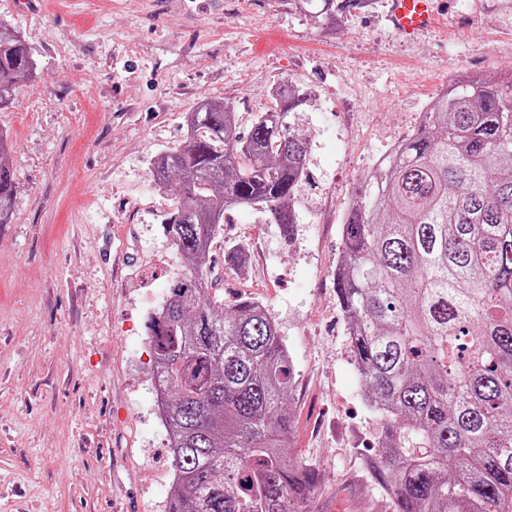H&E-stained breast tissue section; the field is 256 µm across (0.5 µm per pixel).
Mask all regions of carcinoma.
I'll use <instances>...</instances> for the list:
<instances>
[{
    "mask_svg": "<svg viewBox=\"0 0 512 512\" xmlns=\"http://www.w3.org/2000/svg\"><path fill=\"white\" fill-rule=\"evenodd\" d=\"M324 24L369 0H284ZM33 71L0 23V108ZM305 91L240 130L224 104L188 113L154 181L177 197L165 231L188 268L148 318L176 483L167 512H301L317 467L285 452L295 367L257 301L224 302L211 249L247 207L289 234L307 165L290 121ZM0 131V224L15 178ZM339 308L368 407L386 425L373 466L393 512H512V75L443 89L419 128L363 178L341 228Z\"/></svg>",
    "mask_w": 512,
    "mask_h": 512,
    "instance_id": "1",
    "label": "carcinoma"
}]
</instances>
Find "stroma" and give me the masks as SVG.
I'll use <instances>...</instances> for the list:
<instances>
[{
	"instance_id": "obj_1",
	"label": "stroma",
	"mask_w": 512,
	"mask_h": 512,
	"mask_svg": "<svg viewBox=\"0 0 512 512\" xmlns=\"http://www.w3.org/2000/svg\"><path fill=\"white\" fill-rule=\"evenodd\" d=\"M386 0L335 27L283 0H0L34 70L0 109L15 174L0 224V512H166L171 457L148 318L186 261L163 225L175 199L154 158L221 102L242 122L284 82L308 137L291 236L224 215L212 252L225 300L260 302L291 353L287 454L315 463L312 512H392L365 464L384 422L365 401L329 273L362 177L451 81L512 70V0H449L419 39ZM242 246L239 260L224 258Z\"/></svg>"
}]
</instances>
